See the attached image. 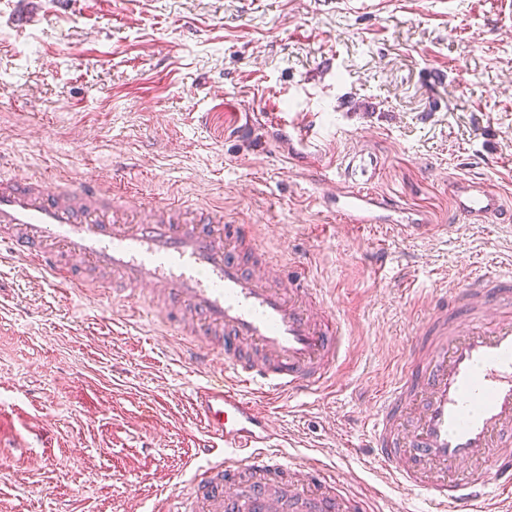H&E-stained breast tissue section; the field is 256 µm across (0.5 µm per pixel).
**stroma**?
I'll return each instance as SVG.
<instances>
[{"label": "stroma", "mask_w": 512, "mask_h": 512, "mask_svg": "<svg viewBox=\"0 0 512 512\" xmlns=\"http://www.w3.org/2000/svg\"><path fill=\"white\" fill-rule=\"evenodd\" d=\"M296 112L322 153L279 129ZM330 168L439 232L340 228ZM109 169L117 201L220 209L272 256L310 262L346 352L334 393L275 408L283 449L354 469L380 512H430L385 480L366 423L435 287L512 265V223L458 222L449 192L474 175L512 203V14L498 0H0V175ZM86 282L61 292L0 262V512H161L190 477L200 375L182 335L126 322L142 297Z\"/></svg>", "instance_id": "1"}]
</instances>
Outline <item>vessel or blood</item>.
<instances>
[{"instance_id":"vessel-or-blood-1","label":"vessel or blood","mask_w":512,"mask_h":512,"mask_svg":"<svg viewBox=\"0 0 512 512\" xmlns=\"http://www.w3.org/2000/svg\"><path fill=\"white\" fill-rule=\"evenodd\" d=\"M310 113L290 118L288 135L317 153ZM344 226L391 224L401 240L435 232L405 224L396 208L326 177ZM468 224L512 220L500 188L463 176L452 183ZM0 245L54 287L94 269L116 293L145 292L148 306L190 336L186 357L203 371L190 392L207 437L185 492L165 512H283L273 483L291 475L295 512H370L348 492L347 473L318 460L295 467L268 411L276 399L328 388L344 332L308 263L286 272L255 242V227L223 210L192 216L166 203L130 214L102 179L0 177ZM366 445L398 488L424 493L440 512L512 507V270L441 287L408 344L400 374L370 410ZM478 465L476 477L455 478Z\"/></svg>"}]
</instances>
